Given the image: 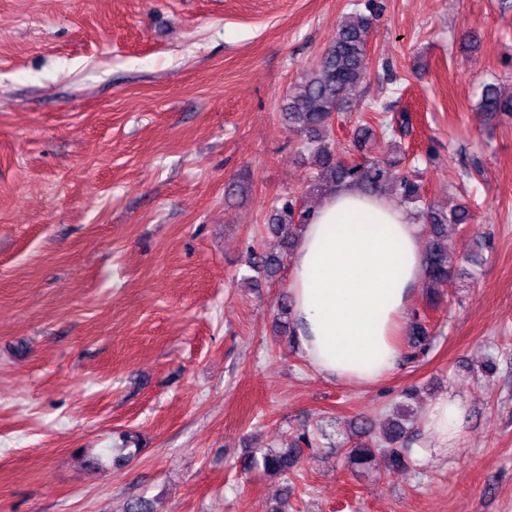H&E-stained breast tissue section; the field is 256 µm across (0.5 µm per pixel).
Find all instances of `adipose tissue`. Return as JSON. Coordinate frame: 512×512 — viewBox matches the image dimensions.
Here are the masks:
<instances>
[{
	"label": "adipose tissue",
	"instance_id": "obj_1",
	"mask_svg": "<svg viewBox=\"0 0 512 512\" xmlns=\"http://www.w3.org/2000/svg\"><path fill=\"white\" fill-rule=\"evenodd\" d=\"M421 226L407 209L359 186L328 194L302 226L288 293L301 350L324 377L376 382L401 355L409 300L424 275ZM465 419L455 397L429 407L418 455L454 449Z\"/></svg>",
	"mask_w": 512,
	"mask_h": 512
}]
</instances>
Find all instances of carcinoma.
Returning <instances> with one entry per match:
<instances>
[{
    "instance_id": "carcinoma-1",
    "label": "carcinoma",
    "mask_w": 512,
    "mask_h": 512,
    "mask_svg": "<svg viewBox=\"0 0 512 512\" xmlns=\"http://www.w3.org/2000/svg\"><path fill=\"white\" fill-rule=\"evenodd\" d=\"M372 24L371 14L355 11L344 16L331 44L323 51L318 67L304 75L298 90L288 95L284 119L307 131L305 150L313 160L315 171L303 195L283 199L281 206L274 208L269 216L267 231L281 238L283 251L273 254L250 250L247 266L259 277L276 274L284 258L293 254L300 227L310 221L314 210L309 199L327 185L336 187L346 183L358 185L370 194L392 188L398 203L412 209L418 219L430 225L431 240L423 256L426 280L441 283L454 275L455 257L448 253L446 245L448 230L464 231L471 224L470 209L461 205L449 214L439 209L435 202L426 198L418 175L400 171V160L396 158L346 162L336 156L331 143L334 114L347 105L349 92L365 78ZM478 105L482 112L512 114V94L505 95L497 85L486 84ZM416 442L415 432L401 420L391 419L380 434L379 446L356 442L345 450V459L352 469H374L377 455L382 453L388 466L398 467L404 464L407 449ZM296 463L297 456L291 449L266 450L261 458L252 459L249 467L286 476Z\"/></svg>"
}]
</instances>
